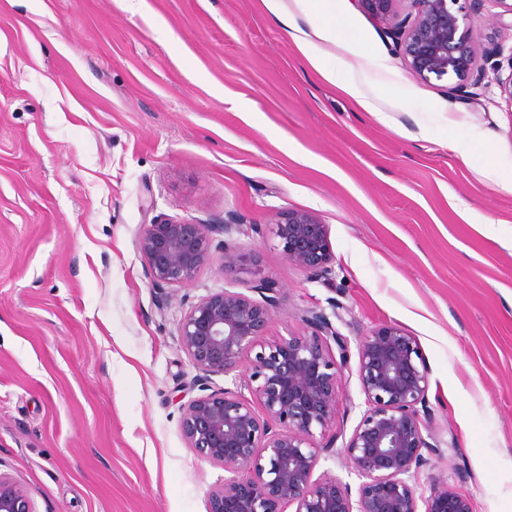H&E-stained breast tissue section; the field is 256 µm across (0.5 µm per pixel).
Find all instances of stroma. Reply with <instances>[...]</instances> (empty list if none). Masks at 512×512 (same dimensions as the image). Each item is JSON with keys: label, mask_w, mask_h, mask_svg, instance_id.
<instances>
[{"label": "stroma", "mask_w": 512, "mask_h": 512, "mask_svg": "<svg viewBox=\"0 0 512 512\" xmlns=\"http://www.w3.org/2000/svg\"><path fill=\"white\" fill-rule=\"evenodd\" d=\"M147 2L0 0V469L37 512H208L224 470L188 447L182 406L224 378L197 381L176 324L208 292L263 280L278 297L267 339L303 331L307 308L337 313L353 346L388 324L415 336L448 444L422 482L512 512V194L483 176L512 155L496 71L460 99L337 0L331 51L387 126L312 69L262 0ZM356 43L390 71L368 70ZM473 124L488 138L465 165L448 138ZM288 210L327 224L331 279L283 253L271 219ZM164 218L260 225L234 238L253 265L228 272L217 255L179 290L152 287L138 236ZM364 408L352 363L338 449L315 478L356 483L344 444ZM457 211L461 218L468 224H473L477 226L478 231L495 242L499 241L498 234L496 232V222L489 219H479L476 217L475 213L469 206L464 203L462 200H459V203L456 204Z\"/></svg>", "instance_id": "obj_1"}]
</instances>
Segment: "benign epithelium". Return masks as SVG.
Masks as SVG:
<instances>
[{"instance_id": "7a95c632", "label": "benign epithelium", "mask_w": 512, "mask_h": 512, "mask_svg": "<svg viewBox=\"0 0 512 512\" xmlns=\"http://www.w3.org/2000/svg\"><path fill=\"white\" fill-rule=\"evenodd\" d=\"M388 25L395 51L414 75L428 82H454L462 96L483 76L480 61L503 51L499 42L480 46L479 25L512 37V0H359ZM272 233L288 260L315 277L333 272L328 225L307 210L277 212ZM237 232L258 233L255 224H203L171 219L143 226L138 248L155 288L188 285L221 248L224 269L248 262L225 240ZM224 239H219V236ZM260 303L222 288L200 297L177 322L181 349L206 380L234 375L244 362L251 398L231 388L182 405L184 438L204 460L228 476L209 495L208 512H472L469 497L442 481L420 491L427 451L440 456L427 406L429 370L416 338L398 325H384L357 343V377L365 410L346 442L349 472L357 488L334 476L313 479L323 452L314 430L336 419L350 346L330 318L304 309L302 333L262 342L276 302V289L261 282ZM0 512H36L30 493L0 471Z\"/></svg>"}]
</instances>
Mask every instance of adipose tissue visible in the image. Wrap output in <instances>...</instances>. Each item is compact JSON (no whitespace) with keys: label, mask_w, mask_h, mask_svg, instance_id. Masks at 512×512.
<instances>
[{"label":"adipose tissue","mask_w":512,"mask_h":512,"mask_svg":"<svg viewBox=\"0 0 512 512\" xmlns=\"http://www.w3.org/2000/svg\"><path fill=\"white\" fill-rule=\"evenodd\" d=\"M300 21H289L288 34L309 65L328 83L341 88L366 112L383 124L393 118L380 110L373 97L366 95L360 85L343 80L342 65L333 55L324 51L325 45L335 43L336 29L327 24L326 16L335 14L336 0H295Z\"/></svg>","instance_id":"1"}]
</instances>
